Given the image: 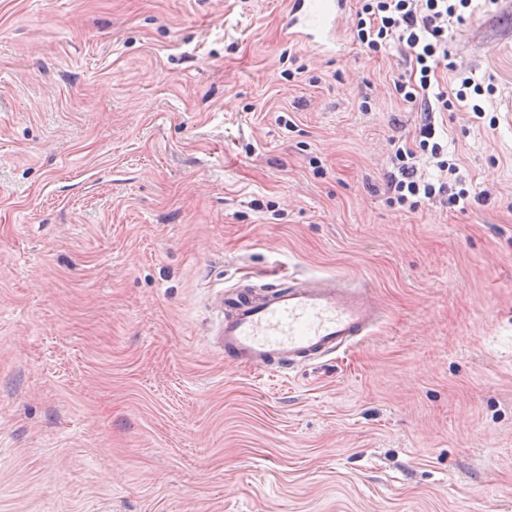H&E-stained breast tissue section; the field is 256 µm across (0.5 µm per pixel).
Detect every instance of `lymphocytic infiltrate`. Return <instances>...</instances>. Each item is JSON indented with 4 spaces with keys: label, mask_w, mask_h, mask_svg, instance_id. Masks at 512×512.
I'll use <instances>...</instances> for the list:
<instances>
[{
    "label": "lymphocytic infiltrate",
    "mask_w": 512,
    "mask_h": 512,
    "mask_svg": "<svg viewBox=\"0 0 512 512\" xmlns=\"http://www.w3.org/2000/svg\"><path fill=\"white\" fill-rule=\"evenodd\" d=\"M451 0H362L352 38L366 53L377 54L390 42H397L411 66L407 79L397 80L395 91L421 114L417 146L396 147L393 172L387 180L391 204L409 209L420 202L444 196L449 207L467 201V190H453L448 179L459 171L456 160L446 159L444 148L435 140L434 115L450 111L454 102L466 101L471 79H462L459 89L448 92L434 84L438 67L448 64V21L456 17ZM435 159L446 181L432 183L420 173L423 157Z\"/></svg>",
    "instance_id": "obj_1"
}]
</instances>
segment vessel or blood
Listing matches in <instances>:
<instances>
[{
	"mask_svg": "<svg viewBox=\"0 0 512 512\" xmlns=\"http://www.w3.org/2000/svg\"><path fill=\"white\" fill-rule=\"evenodd\" d=\"M343 0H289L288 33L303 44L331 41ZM224 352L254 370L291 367L335 353L378 319L371 288L336 277L295 280L257 299L227 292Z\"/></svg>",
	"mask_w": 512,
	"mask_h": 512,
	"instance_id": "vessel-or-blood-1",
	"label": "vessel or blood"
}]
</instances>
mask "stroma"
<instances>
[{
	"label": "stroma",
	"instance_id": "1",
	"mask_svg": "<svg viewBox=\"0 0 512 512\" xmlns=\"http://www.w3.org/2000/svg\"><path fill=\"white\" fill-rule=\"evenodd\" d=\"M358 7L326 52L288 0H0V512H512V0L448 25L462 210L389 206ZM329 275L367 335L225 359L224 290Z\"/></svg>",
	"mask_w": 512,
	"mask_h": 512
}]
</instances>
